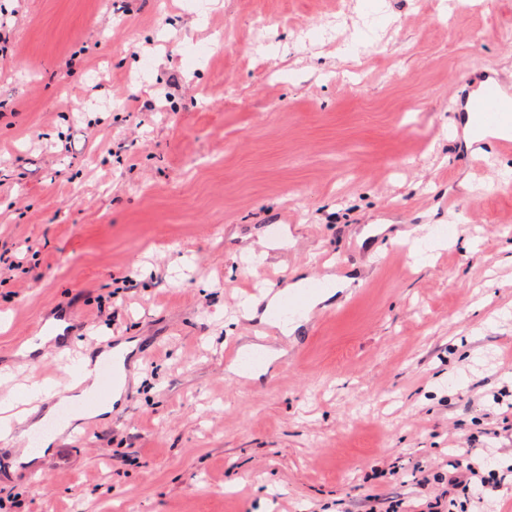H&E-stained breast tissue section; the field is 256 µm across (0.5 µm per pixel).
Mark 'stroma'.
Listing matches in <instances>:
<instances>
[{
  "instance_id": "obj_1",
  "label": "stroma",
  "mask_w": 512,
  "mask_h": 512,
  "mask_svg": "<svg viewBox=\"0 0 512 512\" xmlns=\"http://www.w3.org/2000/svg\"><path fill=\"white\" fill-rule=\"evenodd\" d=\"M1 11L0 255L36 262L0 282V374H36L17 352L65 308L77 354L136 347L118 418L65 417L87 434L70 456L0 441V512H421L414 462L492 423L475 460L499 487L470 509L512 512V157L448 136L458 85L488 71L512 95V0ZM259 13L279 21L253 45ZM369 18L387 51L358 62ZM437 223L457 241L433 265L390 255ZM296 276L352 285L288 336L244 318Z\"/></svg>"
}]
</instances>
